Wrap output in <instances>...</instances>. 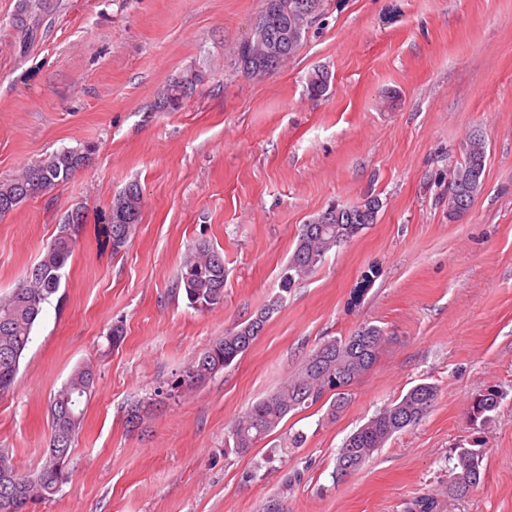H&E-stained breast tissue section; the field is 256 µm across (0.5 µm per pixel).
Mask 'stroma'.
Returning <instances> with one entry per match:
<instances>
[{"label": "stroma", "instance_id": "35a3bbf8", "mask_svg": "<svg viewBox=\"0 0 512 512\" xmlns=\"http://www.w3.org/2000/svg\"><path fill=\"white\" fill-rule=\"evenodd\" d=\"M263 0H0V182L62 149L92 147L71 179L0 217V298L30 273L67 212L82 208L59 292L15 383L0 394V448L34 473L50 400L73 368L97 384L72 477L39 512H512V0H325L299 52L266 79L234 64ZM328 74L319 97L306 90ZM202 75L182 109L169 82ZM484 190L448 219V178L473 130ZM138 224L118 253L98 234L129 183ZM369 197L375 223L333 247L285 294L251 348L166 400L140 429L132 403L166 389L225 330L280 292L300 226ZM224 254V303L190 307L171 286L198 241ZM122 323L119 347L107 336ZM387 342L328 419L329 398L287 416L248 454L228 426L323 340L359 326ZM438 399L358 472L331 476L344 440L420 383ZM504 397L472 428L473 396ZM307 441L270 458L289 433ZM481 454L483 479L448 493V458ZM301 478L287 482V475ZM197 76L198 75L196 73L190 72V73L184 74L181 77H179L178 79H175L174 81H172L168 85V87L166 88V90L163 94V100L161 101V105H162L161 107L163 108V110H165L167 112H176V111L180 110L183 106L185 99L188 97L190 92L186 93L184 95L183 102L179 107H173L171 109H167L170 99H172L173 96L181 93L182 91H185L187 88H189V87L191 88L193 80Z\"/></svg>", "mask_w": 512, "mask_h": 512}]
</instances>
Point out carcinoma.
<instances>
[{
	"label": "carcinoma",
	"instance_id": "carcinoma-1",
	"mask_svg": "<svg viewBox=\"0 0 512 512\" xmlns=\"http://www.w3.org/2000/svg\"><path fill=\"white\" fill-rule=\"evenodd\" d=\"M299 0H264V5L278 6L281 13V29L276 35L278 48L282 50L276 66H271L267 57L260 54L251 58L236 59L238 69L244 74L257 70L267 76L280 69L282 64L296 55L302 39L288 36L290 11ZM197 74L190 72L172 81L161 101L167 108L170 99L192 86ZM91 150L63 149L35 163L42 175L32 174L27 167L16 179L0 183V205L11 204L16 209L23 201L37 197L55 187L67 183L73 174L90 159ZM487 161V142L483 134H471L467 139L462 160L456 163L450 178L459 179L455 197L462 202L468 198L471 182L484 184ZM132 194L114 199L108 222L103 227L105 243L112 252L118 253L121 246L116 243L118 215L128 209H141L142 191L133 182ZM78 219L66 215L58 225L54 239L42 252L36 269L37 275L23 280L11 294L0 300V393L9 390L19 371L20 361L32 341L33 329L51 298L62 284V270L72 256L75 241L67 234L70 224L84 221L82 210H77ZM358 220L336 218L330 224H316L313 230L303 224L297 235L296 245L281 272L282 294L271 300L262 309L261 315L274 313L282 305L283 294L307 277L337 244L356 234L354 224ZM174 293L183 296L188 304L198 310H210L224 303V256L205 241L192 246L184 256L176 278ZM246 321L224 332V337L204 349L184 371L192 375V385L199 386L210 381L217 373L239 360L252 346L256 336L248 331ZM386 339L385 330L372 324L358 327L345 338H330L317 345L306 357L296 373L275 392L262 398L239 416L226 439V451L237 455L249 453L258 442L265 439L291 413L317 403L326 393H334L327 415L334 417L347 404L350 387L376 363ZM93 369L88 365L76 367L64 384L54 394L51 416L66 411L64 423L52 420V436H63L65 448L78 435L82 421L81 402L94 388ZM438 399L437 386L420 383L409 389L401 398L375 414L366 424L349 435L339 449L332 477L340 479L361 469L366 461L397 432L418 424L431 410ZM502 394L489 389L488 395H479L472 405L471 420L485 424L492 419ZM479 454L470 448L456 449L454 462L448 468V494L459 495L458 487L478 486L481 482ZM14 474L17 486L22 488L21 498L14 501V508L0 512H25V509L53 497L60 489L58 481L68 482L69 470L58 472L57 460L50 453L42 455L40 468L33 474L20 472L14 464L9 450L0 448V473Z\"/></svg>",
	"mask_w": 512,
	"mask_h": 512
}]
</instances>
